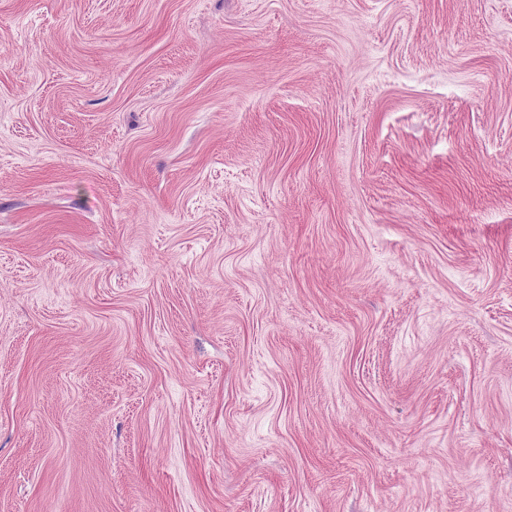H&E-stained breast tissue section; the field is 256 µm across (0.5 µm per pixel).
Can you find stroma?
<instances>
[{
    "label": "stroma",
    "mask_w": 512,
    "mask_h": 512,
    "mask_svg": "<svg viewBox=\"0 0 512 512\" xmlns=\"http://www.w3.org/2000/svg\"><path fill=\"white\" fill-rule=\"evenodd\" d=\"M0 512H512V0H0Z\"/></svg>",
    "instance_id": "stroma-1"
}]
</instances>
